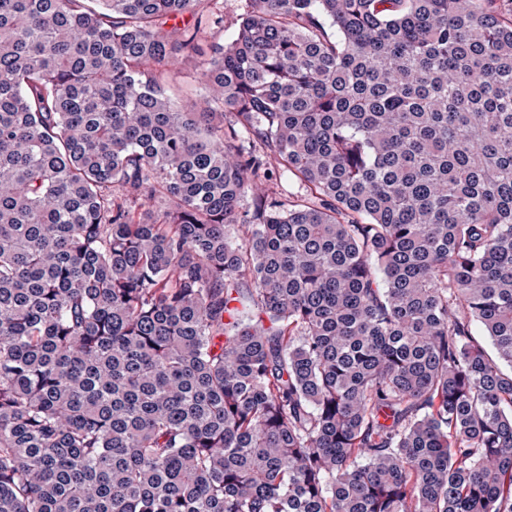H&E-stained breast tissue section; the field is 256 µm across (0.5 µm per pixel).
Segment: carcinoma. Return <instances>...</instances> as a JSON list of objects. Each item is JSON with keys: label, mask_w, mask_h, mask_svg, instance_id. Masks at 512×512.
Returning a JSON list of instances; mask_svg holds the SVG:
<instances>
[{"label": "carcinoma", "mask_w": 512, "mask_h": 512, "mask_svg": "<svg viewBox=\"0 0 512 512\" xmlns=\"http://www.w3.org/2000/svg\"><path fill=\"white\" fill-rule=\"evenodd\" d=\"M196 2L0 0V512H512V14ZM201 0L197 6L195 15L191 16L186 14L182 23L194 26L196 18L202 17L203 24L200 26L198 32L199 42L208 48L211 45L221 44L224 46L229 45L237 35L238 26L241 21L242 14L248 9L247 0ZM221 11L224 14V23L219 26L213 24H206L205 20L212 16L213 13ZM203 58L179 55L163 73L172 103L184 112H204L209 90L202 76ZM265 175L261 173L266 192L279 200L292 201L305 193L303 186L291 176L281 174L273 166Z\"/></svg>", "instance_id": "carcinoma-1"}]
</instances>
